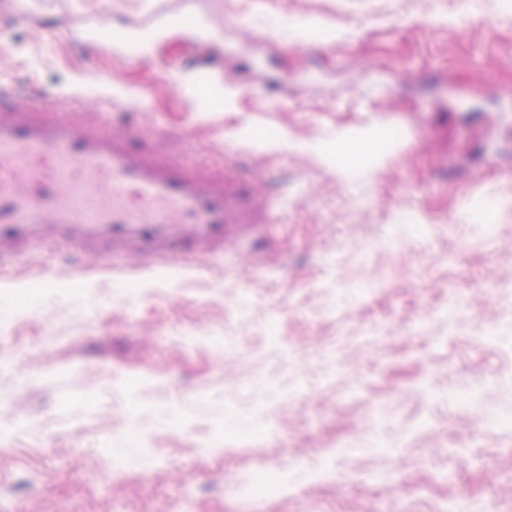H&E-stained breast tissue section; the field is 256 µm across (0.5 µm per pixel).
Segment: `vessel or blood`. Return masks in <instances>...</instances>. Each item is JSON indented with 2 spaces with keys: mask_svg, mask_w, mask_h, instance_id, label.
I'll return each mask as SVG.
<instances>
[{
  "mask_svg": "<svg viewBox=\"0 0 512 512\" xmlns=\"http://www.w3.org/2000/svg\"><path fill=\"white\" fill-rule=\"evenodd\" d=\"M130 139L0 89V243L36 238L45 214L76 241L135 246L160 271L173 270L178 249L193 256L228 243L243 205L235 184L133 151Z\"/></svg>",
  "mask_w": 512,
  "mask_h": 512,
  "instance_id": "b4317fda",
  "label": "vessel or blood"
}]
</instances>
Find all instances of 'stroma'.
I'll return each mask as SVG.
<instances>
[{
	"instance_id": "1",
	"label": "stroma",
	"mask_w": 512,
	"mask_h": 512,
	"mask_svg": "<svg viewBox=\"0 0 512 512\" xmlns=\"http://www.w3.org/2000/svg\"><path fill=\"white\" fill-rule=\"evenodd\" d=\"M171 3L216 38L125 62L73 35L156 0H0L1 81L266 211L179 281L64 237L0 268V512H512V0Z\"/></svg>"
}]
</instances>
